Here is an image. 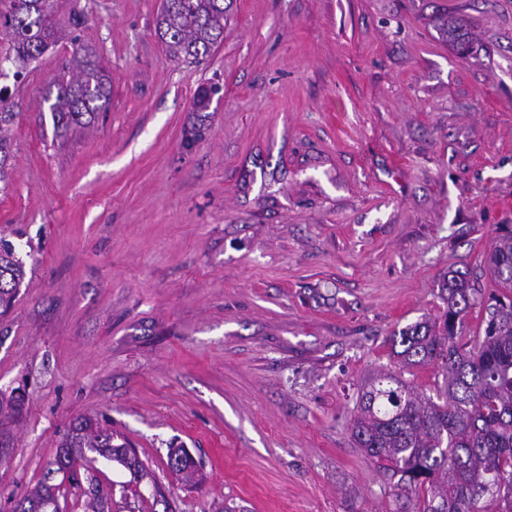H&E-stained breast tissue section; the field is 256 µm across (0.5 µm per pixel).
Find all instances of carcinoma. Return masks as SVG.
Wrapping results in <instances>:
<instances>
[{"label":"carcinoma","instance_id":"obj_1","mask_svg":"<svg viewBox=\"0 0 512 512\" xmlns=\"http://www.w3.org/2000/svg\"><path fill=\"white\" fill-rule=\"evenodd\" d=\"M233 0H162L156 28L173 57L206 56L224 38V17ZM56 0H0V27L13 34V62L37 61L60 39ZM108 76L92 51L74 44L73 55L48 87L54 128L66 132L91 123L110 104ZM17 113L0 90V191L8 187V129ZM500 294L483 301V287L459 272L442 279L439 298L446 304L433 320L411 324L391 337L405 366L438 363L443 385L435 396L415 391L402 376L380 372L358 394L351 430L365 454L390 478L395 512H512V233L489 256ZM23 263L0 244V306L9 307L24 282ZM484 306L483 332L463 343L470 309ZM96 453L137 471L142 463L127 443H112V433L91 418L71 423L52 467L15 512H59L51 473L82 493H90L105 512L98 485L83 488L78 461ZM169 467L189 478L193 461L182 450Z\"/></svg>","mask_w":512,"mask_h":512}]
</instances>
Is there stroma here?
<instances>
[{"label": "stroma", "instance_id": "obj_1", "mask_svg": "<svg viewBox=\"0 0 512 512\" xmlns=\"http://www.w3.org/2000/svg\"><path fill=\"white\" fill-rule=\"evenodd\" d=\"M160 3L57 0L61 38L18 78L0 29L17 113L0 241L26 270L0 310V393L24 396L0 421V512L82 417L143 464L95 459L109 512H392L354 407L383 369L434 394L438 365L402 366L391 336L441 314L445 273L493 285L512 0H234L196 63L158 37ZM76 5L111 106L60 136L44 94Z\"/></svg>", "mask_w": 512, "mask_h": 512}]
</instances>
